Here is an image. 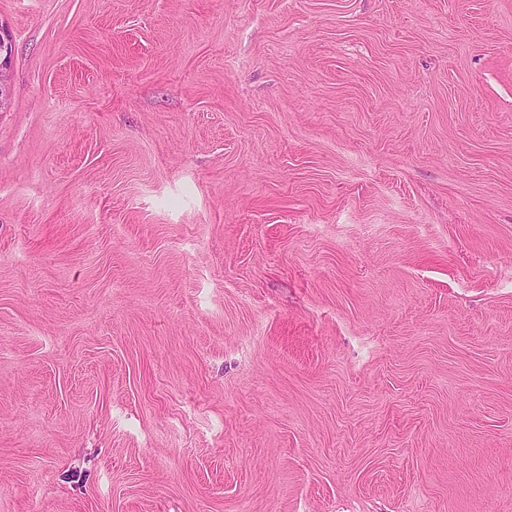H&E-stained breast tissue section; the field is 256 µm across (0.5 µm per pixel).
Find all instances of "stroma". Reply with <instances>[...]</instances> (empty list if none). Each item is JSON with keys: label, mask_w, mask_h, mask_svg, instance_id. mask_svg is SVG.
<instances>
[{"label": "stroma", "mask_w": 512, "mask_h": 512, "mask_svg": "<svg viewBox=\"0 0 512 512\" xmlns=\"http://www.w3.org/2000/svg\"><path fill=\"white\" fill-rule=\"evenodd\" d=\"M0 24V512H512V0ZM12 38L0 25V111L3 112L10 100V59Z\"/></svg>", "instance_id": "obj_1"}]
</instances>
